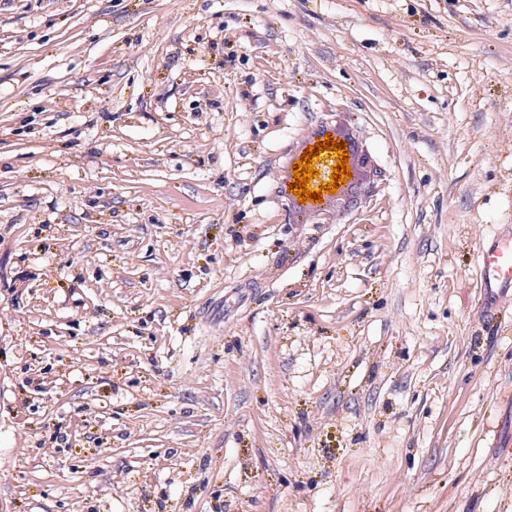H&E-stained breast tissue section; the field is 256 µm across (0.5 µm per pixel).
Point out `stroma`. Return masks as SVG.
<instances>
[{"mask_svg":"<svg viewBox=\"0 0 512 512\" xmlns=\"http://www.w3.org/2000/svg\"><path fill=\"white\" fill-rule=\"evenodd\" d=\"M503 226L512 0H0V512H512ZM326 133H330L333 141L339 140L343 143L348 153V167L351 169V177L347 179L345 184H340L334 196L336 205L330 201L321 204L312 202L299 203L298 197L294 195L295 189L293 184V192H289L290 184L294 180L292 173L288 175V210L291 213L302 211V215L306 217L307 223L310 224H332L338 219L342 211L347 208L356 207L360 204L367 190L374 184L375 177L378 176L371 156L368 151L360 143L358 137L348 130L341 129L339 126L321 125L312 133L311 145L323 143L327 139ZM320 138V141H317ZM347 142V146H344ZM341 148V149H343ZM303 206L302 209L300 207ZM479 265L484 288L481 314L490 315L497 299L512 288V233L499 234L480 255Z\"/></svg>","mask_w":512,"mask_h":512,"instance_id":"stroma-1","label":"stroma"}]
</instances>
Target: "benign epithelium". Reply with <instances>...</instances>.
<instances>
[{
  "mask_svg": "<svg viewBox=\"0 0 512 512\" xmlns=\"http://www.w3.org/2000/svg\"><path fill=\"white\" fill-rule=\"evenodd\" d=\"M327 133L330 134L332 140L347 143L346 150L351 177L338 186L333 204L330 202L315 204L309 201L301 204L294 193H288V210L292 213L302 211V215L310 224L333 223L343 210L355 207L362 202L365 193L372 187L375 177H377V169L370 154L354 133L338 126L321 125L312 133L311 144H316L319 139L326 140L325 134Z\"/></svg>",
  "mask_w": 512,
  "mask_h": 512,
  "instance_id": "1",
  "label": "benign epithelium"
}]
</instances>
